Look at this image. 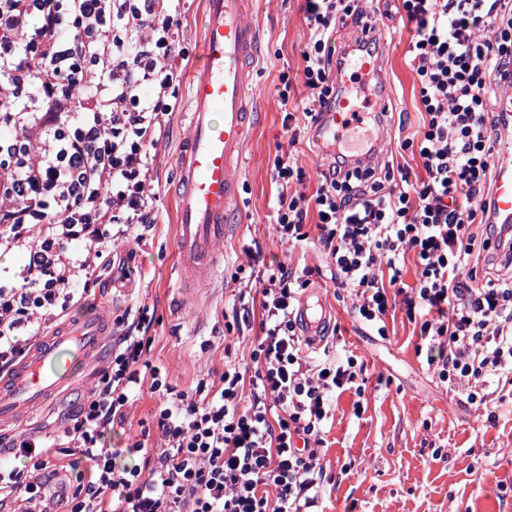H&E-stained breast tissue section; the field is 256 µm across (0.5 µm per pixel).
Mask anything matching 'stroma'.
Wrapping results in <instances>:
<instances>
[{"mask_svg":"<svg viewBox=\"0 0 512 512\" xmlns=\"http://www.w3.org/2000/svg\"><path fill=\"white\" fill-rule=\"evenodd\" d=\"M250 3L260 32L250 84L254 124L239 171L240 203L217 246L223 263L215 278L187 291L175 273L173 184L178 151L188 133L187 111L181 108L173 112L158 148L156 224L141 244L113 248L114 265L103 272L101 290L74 307L71 317L99 305L119 321L141 304L154 306L159 324L151 360L182 390L200 374L221 375L225 357L242 364L250 361L259 332L258 310H251L248 326L232 344L223 342L224 312L240 289L235 274L244 261V245L257 244L268 264L319 268L318 282L336 309L341 329L340 336H329L326 347L352 352L365 365L361 390H347L333 400V418L320 449L326 472L323 512H512V384L491 383L485 404L468 402L465 392L440 383L428 369L425 355L416 351L419 329L404 313L389 321L388 337L373 335L353 313L347 291L325 274V257L318 248L293 247L276 238L269 207L279 189L272 177L275 155L298 159L310 191L333 155L311 131L290 138L279 103L284 81H297L303 69L306 27L298 0ZM203 11V0H192L184 19L186 86L198 66ZM408 41L407 31L401 30L385 46L395 122L380 161L401 163L416 172L418 157L399 148L422 123L419 89L407 65ZM101 367L97 361L78 371L57 396L30 414L23 432L48 436L62 430L96 383Z\"/></svg>","mask_w":512,"mask_h":512,"instance_id":"obj_1","label":"stroma"}]
</instances>
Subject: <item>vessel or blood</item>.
I'll return each instance as SVG.
<instances>
[{
	"instance_id": "vessel-or-blood-1",
	"label": "vessel or blood",
	"mask_w": 512,
	"mask_h": 512,
	"mask_svg": "<svg viewBox=\"0 0 512 512\" xmlns=\"http://www.w3.org/2000/svg\"><path fill=\"white\" fill-rule=\"evenodd\" d=\"M205 5L202 65L189 93L190 134L179 159L177 196L179 277L190 287L211 281L219 264L215 246L237 196L234 161L246 144L252 113L247 88L259 45L249 0H205ZM383 44L381 26L370 22L343 54L335 104L315 129L323 146L357 139L369 124L375 129L374 147L381 146L391 123ZM350 73L370 79L366 105L352 93ZM497 154L493 221L512 224L511 137L501 139ZM335 316L322 289H307L300 297L298 328L311 345L320 344ZM109 331L108 311L98 308L57 326L10 372L0 374V430L21 426L73 377L79 363L97 361Z\"/></svg>"
}]
</instances>
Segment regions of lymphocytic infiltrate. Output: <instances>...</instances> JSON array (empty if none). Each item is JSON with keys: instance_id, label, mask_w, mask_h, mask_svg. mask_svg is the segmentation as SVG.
Returning a JSON list of instances; mask_svg holds the SVG:
<instances>
[{"instance_id": "lymphocytic-infiltrate-1", "label": "lymphocytic infiltrate", "mask_w": 512, "mask_h": 512, "mask_svg": "<svg viewBox=\"0 0 512 512\" xmlns=\"http://www.w3.org/2000/svg\"><path fill=\"white\" fill-rule=\"evenodd\" d=\"M187 2L0 0V256L21 259L0 268V372L90 296L119 235L139 242L155 224L154 151L179 101ZM301 11L306 95L292 101L286 87L279 99L286 121L312 125L335 102L337 26L370 16L361 0H303ZM396 13L423 107L421 130L401 147L421 174L364 171L339 153L309 195L296 189L303 168L278 156L273 219L280 238L323 251L367 328L386 336L390 312L403 310L439 381L481 402L488 380L512 371V277L470 262L495 250L512 263V225L492 221L503 115L490 98L491 83L512 86V10L505 0H397ZM250 261L261 286L252 372L229 363L177 389L150 360L157 319L139 306L63 432L12 439L24 464H0V512H54L41 476L57 453L87 464L70 512H315L316 447L358 361L304 356L294 312L312 269ZM144 387L159 398L160 447H106Z\"/></svg>"}]
</instances>
